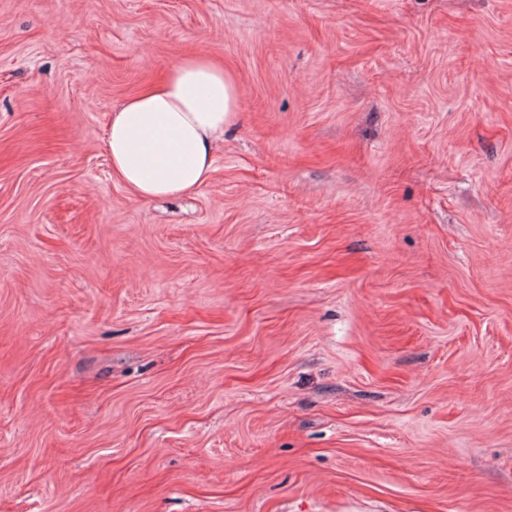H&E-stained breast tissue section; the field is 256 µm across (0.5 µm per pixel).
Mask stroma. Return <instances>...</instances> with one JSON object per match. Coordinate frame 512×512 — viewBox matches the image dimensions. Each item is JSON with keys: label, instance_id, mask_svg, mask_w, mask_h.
<instances>
[{"label": "stroma", "instance_id": "stroma-1", "mask_svg": "<svg viewBox=\"0 0 512 512\" xmlns=\"http://www.w3.org/2000/svg\"><path fill=\"white\" fill-rule=\"evenodd\" d=\"M189 54L238 120L135 197ZM0 512H512V0H0ZM236 113V84L224 67L187 55L112 112L106 135L112 172L139 197L190 192L210 178Z\"/></svg>", "mask_w": 512, "mask_h": 512}]
</instances>
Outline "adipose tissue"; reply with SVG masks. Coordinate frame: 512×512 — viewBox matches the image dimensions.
<instances>
[{
  "label": "adipose tissue",
  "mask_w": 512,
  "mask_h": 512,
  "mask_svg": "<svg viewBox=\"0 0 512 512\" xmlns=\"http://www.w3.org/2000/svg\"><path fill=\"white\" fill-rule=\"evenodd\" d=\"M236 113V84L223 66L187 55L113 111L106 135L112 171L143 198L192 191L210 178Z\"/></svg>",
  "instance_id": "ef3b65f1"
}]
</instances>
